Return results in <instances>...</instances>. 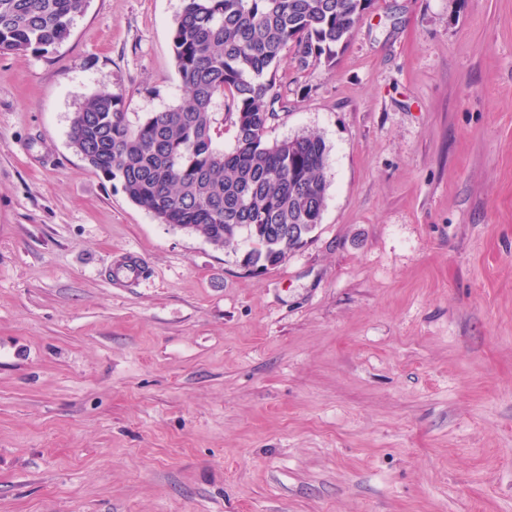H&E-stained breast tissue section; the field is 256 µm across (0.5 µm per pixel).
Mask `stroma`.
Instances as JSON below:
<instances>
[{
  "instance_id": "1",
  "label": "stroma",
  "mask_w": 512,
  "mask_h": 512,
  "mask_svg": "<svg viewBox=\"0 0 512 512\" xmlns=\"http://www.w3.org/2000/svg\"><path fill=\"white\" fill-rule=\"evenodd\" d=\"M182 0L0 51V512H512V0H374L283 53L322 222L255 274L69 143L177 103ZM140 265L135 278L127 258Z\"/></svg>"
}]
</instances>
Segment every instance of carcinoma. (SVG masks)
<instances>
[{
    "label": "carcinoma",
    "instance_id": "1",
    "mask_svg": "<svg viewBox=\"0 0 512 512\" xmlns=\"http://www.w3.org/2000/svg\"><path fill=\"white\" fill-rule=\"evenodd\" d=\"M172 50L184 97L133 125L110 93L89 96L69 131L74 151L117 180L162 224L217 248L249 242L246 265H278L321 224L328 153L300 134L269 141L284 50L330 66L374 0H183ZM88 0H0V49H56ZM228 107L235 145L215 143ZM291 229L280 235L271 227Z\"/></svg>",
    "mask_w": 512,
    "mask_h": 512
}]
</instances>
